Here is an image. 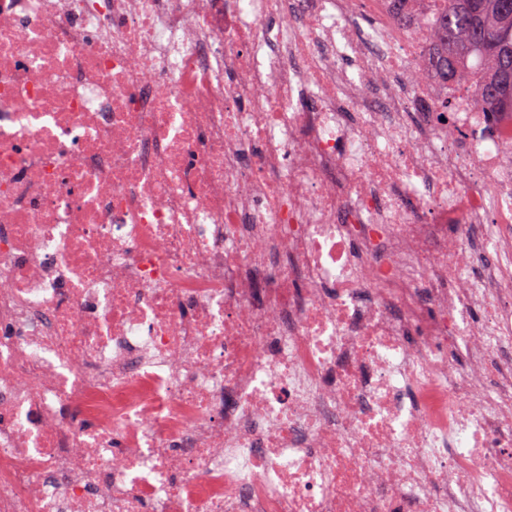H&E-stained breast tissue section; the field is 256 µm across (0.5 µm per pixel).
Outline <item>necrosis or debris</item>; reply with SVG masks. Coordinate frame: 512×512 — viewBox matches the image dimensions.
Wrapping results in <instances>:
<instances>
[{"label":"necrosis or debris","mask_w":512,"mask_h":512,"mask_svg":"<svg viewBox=\"0 0 512 512\" xmlns=\"http://www.w3.org/2000/svg\"><path fill=\"white\" fill-rule=\"evenodd\" d=\"M434 5L0 0V512H512V114L396 82Z\"/></svg>","instance_id":"necrosis-or-debris-1"}]
</instances>
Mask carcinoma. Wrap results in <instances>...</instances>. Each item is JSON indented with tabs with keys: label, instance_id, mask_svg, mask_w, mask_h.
I'll use <instances>...</instances> for the list:
<instances>
[{
	"label": "carcinoma",
	"instance_id": "cac0c4a2",
	"mask_svg": "<svg viewBox=\"0 0 512 512\" xmlns=\"http://www.w3.org/2000/svg\"><path fill=\"white\" fill-rule=\"evenodd\" d=\"M429 40L435 78L458 83L466 78L463 64L475 58L483 74L481 103L512 113V7L504 0H440Z\"/></svg>",
	"mask_w": 512,
	"mask_h": 512
}]
</instances>
